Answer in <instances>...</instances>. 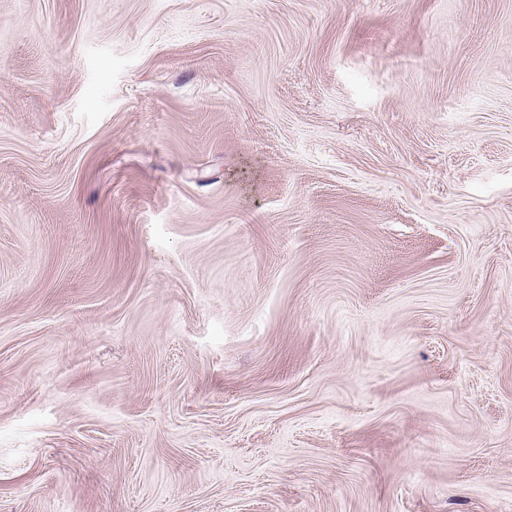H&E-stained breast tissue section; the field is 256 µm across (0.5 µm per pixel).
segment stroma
Here are the masks:
<instances>
[{"label": "stroma", "mask_w": 512, "mask_h": 512, "mask_svg": "<svg viewBox=\"0 0 512 512\" xmlns=\"http://www.w3.org/2000/svg\"><path fill=\"white\" fill-rule=\"evenodd\" d=\"M0 512H512V0H0Z\"/></svg>", "instance_id": "35a3bbf8"}]
</instances>
